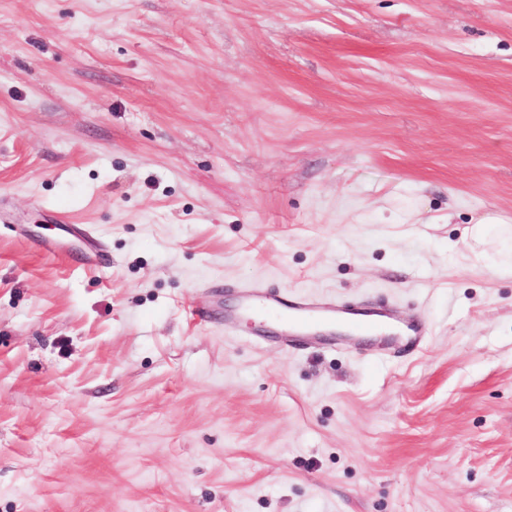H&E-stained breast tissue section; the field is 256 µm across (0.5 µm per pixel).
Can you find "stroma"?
<instances>
[{"label": "stroma", "instance_id": "35a3bbf8", "mask_svg": "<svg viewBox=\"0 0 512 512\" xmlns=\"http://www.w3.org/2000/svg\"><path fill=\"white\" fill-rule=\"evenodd\" d=\"M485 212L512 0H0V512H512ZM252 286L429 334L291 352ZM491 224H502V221L498 216L486 213L474 219L472 225L465 229L466 238L473 243L470 251L475 261H480L484 256V251L479 248L484 244L485 239L495 226Z\"/></svg>", "mask_w": 512, "mask_h": 512}]
</instances>
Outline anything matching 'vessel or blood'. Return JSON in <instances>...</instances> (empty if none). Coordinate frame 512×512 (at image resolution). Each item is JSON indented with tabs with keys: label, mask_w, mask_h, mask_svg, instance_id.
<instances>
[{
	"label": "vessel or blood",
	"mask_w": 512,
	"mask_h": 512,
	"mask_svg": "<svg viewBox=\"0 0 512 512\" xmlns=\"http://www.w3.org/2000/svg\"><path fill=\"white\" fill-rule=\"evenodd\" d=\"M241 297L252 307L278 320L289 345L302 344L309 336L330 324L343 323L352 337L376 336L390 325L400 324V333L407 344L416 345L426 329L415 322L398 323L392 308L384 307L370 313L349 306H336L307 294L269 292L262 288H245Z\"/></svg>",
	"instance_id": "1"
}]
</instances>
